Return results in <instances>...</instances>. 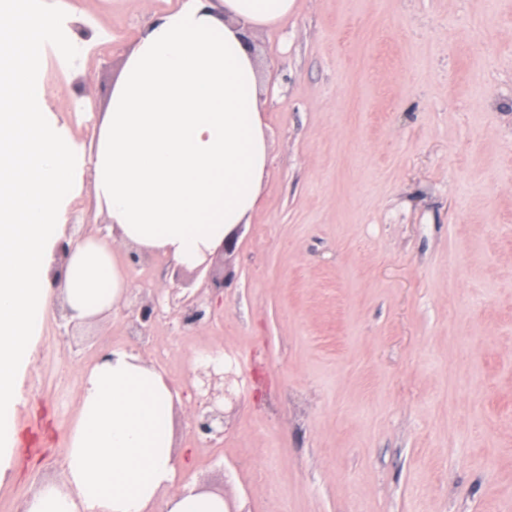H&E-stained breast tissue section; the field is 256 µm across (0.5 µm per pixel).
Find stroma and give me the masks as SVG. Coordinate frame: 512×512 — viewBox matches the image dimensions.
Returning a JSON list of instances; mask_svg holds the SVG:
<instances>
[{"label": "stroma", "instance_id": "35a3bbf8", "mask_svg": "<svg viewBox=\"0 0 512 512\" xmlns=\"http://www.w3.org/2000/svg\"><path fill=\"white\" fill-rule=\"evenodd\" d=\"M45 2L65 46L44 109L86 153L139 31L181 0ZM255 43L269 167L223 303L133 338L136 299L202 277L128 249L111 314L72 327L50 299L0 512L60 480L82 377L119 347L183 395L175 489L231 512H512V0H296ZM70 213L108 234L92 170ZM212 350L242 378L215 447L189 387Z\"/></svg>", "mask_w": 512, "mask_h": 512}]
</instances>
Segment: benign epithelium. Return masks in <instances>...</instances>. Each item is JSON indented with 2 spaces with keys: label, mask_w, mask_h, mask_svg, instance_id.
I'll return each instance as SVG.
<instances>
[{
  "label": "benign epithelium",
  "mask_w": 512,
  "mask_h": 512,
  "mask_svg": "<svg viewBox=\"0 0 512 512\" xmlns=\"http://www.w3.org/2000/svg\"><path fill=\"white\" fill-rule=\"evenodd\" d=\"M224 300V272L212 270L200 288L195 292L181 293L173 288L169 295L172 312L179 315L182 325H195L207 315V310H215ZM161 307L157 300H148L136 306L133 311L135 328L144 337L149 335ZM221 354L213 350L209 353L210 362L200 366L192 377L200 381L198 391L199 408L192 420L194 431L214 445L224 437V397L229 395L224 386V372L218 367Z\"/></svg>",
  "instance_id": "1"
}]
</instances>
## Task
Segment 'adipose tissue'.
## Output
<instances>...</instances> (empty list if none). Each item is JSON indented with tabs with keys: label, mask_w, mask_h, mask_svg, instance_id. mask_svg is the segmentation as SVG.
I'll list each match as a JSON object with an SVG mask.
<instances>
[{
	"label": "adipose tissue",
	"mask_w": 512,
	"mask_h": 512,
	"mask_svg": "<svg viewBox=\"0 0 512 512\" xmlns=\"http://www.w3.org/2000/svg\"><path fill=\"white\" fill-rule=\"evenodd\" d=\"M295 0H183L152 20L112 89L92 163L110 233L72 244L61 265L67 212L85 161L42 107L41 47L58 31L45 0H0V459L15 451L8 420L48 302L70 321L112 311L131 288L122 244L195 269L254 212L268 149L258 104L253 31L287 20ZM177 387L126 350L84 374L64 480L23 512H225L223 496L173 490Z\"/></svg>",
	"instance_id": "1"
}]
</instances>
